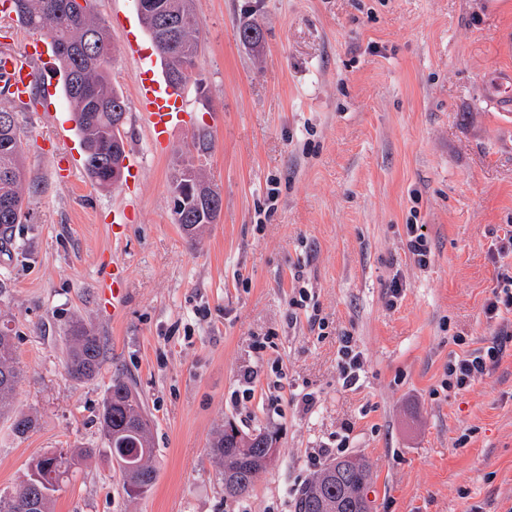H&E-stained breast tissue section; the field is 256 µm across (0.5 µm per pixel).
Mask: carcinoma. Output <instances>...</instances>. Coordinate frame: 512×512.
Here are the masks:
<instances>
[{
  "label": "carcinoma",
  "mask_w": 512,
  "mask_h": 512,
  "mask_svg": "<svg viewBox=\"0 0 512 512\" xmlns=\"http://www.w3.org/2000/svg\"><path fill=\"white\" fill-rule=\"evenodd\" d=\"M194 0H142L139 19L161 59L165 81L180 91L186 88V71L196 67L199 53L198 19ZM18 23L36 34L45 35L55 45L58 62L65 75L63 94L68 103L91 181L101 189L114 186L122 175L114 152V114L126 111L123 97L112 85L111 70L117 47L104 21L90 7L76 11L72 0H19ZM175 184L173 213L183 236L193 241L200 230L213 223L220 209L211 207L207 195H219L204 180L202 168L182 162L172 175ZM26 168L23 135L11 107L0 106V240L11 241L14 225L23 223ZM69 344L66 369L76 382L92 379L103 357L102 338L85 322L74 319L67 328ZM20 377L15 336L9 322H0V412L11 405ZM101 432L112 458L123 476V489L130 497L142 496L154 486L157 469L151 424L143 403L122 376L112 378L100 415ZM277 448V438L267 432L242 434L228 422L212 444V454L227 477L224 495L243 496L266 467L263 459ZM93 453L91 448L63 449L35 461L31 473L8 497L0 496V512H50L49 504L61 481ZM333 463L326 464L299 491L296 512H321L322 501L342 498L349 502L346 512H359L354 503L371 485L373 474L367 461L348 476L336 478Z\"/></svg>",
  "instance_id": "obj_1"
}]
</instances>
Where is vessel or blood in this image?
I'll list each match as a JSON object with an SVG mask.
<instances>
[{
    "instance_id": "1",
    "label": "vessel or blood",
    "mask_w": 512,
    "mask_h": 512,
    "mask_svg": "<svg viewBox=\"0 0 512 512\" xmlns=\"http://www.w3.org/2000/svg\"><path fill=\"white\" fill-rule=\"evenodd\" d=\"M0 78L4 79L13 97L23 101L29 99L32 81L25 62L13 56H0ZM138 102L147 117L152 142L164 141L171 130L187 123V113L178 95L152 78H141Z\"/></svg>"
}]
</instances>
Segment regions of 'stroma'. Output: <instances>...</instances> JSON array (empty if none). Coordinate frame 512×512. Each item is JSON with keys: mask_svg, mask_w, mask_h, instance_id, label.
Instances as JSON below:
<instances>
[{"mask_svg": "<svg viewBox=\"0 0 512 512\" xmlns=\"http://www.w3.org/2000/svg\"><path fill=\"white\" fill-rule=\"evenodd\" d=\"M89 5L119 45L128 169L110 190L92 183L61 84L30 61L36 93L52 97L17 114L30 213L0 248V318L16 333L13 407L36 426L20 437L0 416V495L39 456L90 448L51 512H295L341 448L371 465L373 512H512V309L484 313L512 276V255L497 254L512 230V106L496 104L512 0H196L203 87L181 95L194 128L160 148L124 45L153 48L135 2ZM252 23L256 46L239 36ZM183 159L223 200L193 242L172 213ZM412 224L430 244L424 267ZM116 259L117 309L99 293ZM76 318L104 342L83 383L65 368ZM344 336L363 362L351 387ZM493 345L485 379L443 388L450 361ZM116 375L152 420L158 477L143 497L126 495L100 431ZM228 420L278 435L275 462L237 499L210 450ZM418 231L419 227L417 224L415 226H410L407 245L409 252L413 255L417 263L425 266L429 261L431 250L425 234Z\"/></svg>", "mask_w": 512, "mask_h": 512, "instance_id": "obj_1", "label": "stroma"}]
</instances>
